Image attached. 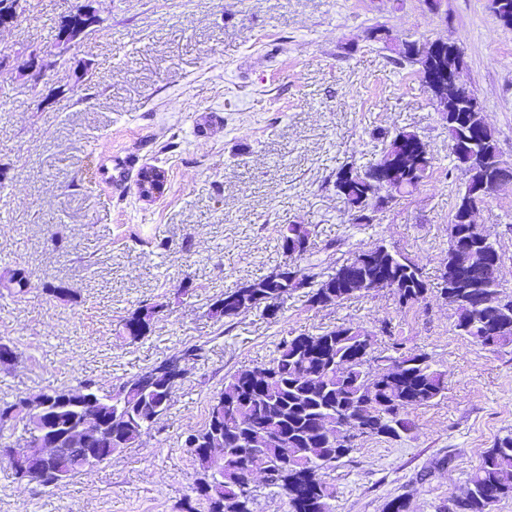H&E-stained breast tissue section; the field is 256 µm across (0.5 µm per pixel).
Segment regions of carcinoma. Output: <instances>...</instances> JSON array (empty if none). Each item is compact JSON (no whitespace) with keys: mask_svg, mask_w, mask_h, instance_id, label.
<instances>
[{"mask_svg":"<svg viewBox=\"0 0 512 512\" xmlns=\"http://www.w3.org/2000/svg\"><path fill=\"white\" fill-rule=\"evenodd\" d=\"M490 8L505 28L512 29V0H491ZM429 41H405L406 49L396 52L394 62L422 65L412 53L426 46ZM413 130H401L390 137L385 145L384 156L398 152L404 139L414 138ZM490 160L491 174L509 180L512 168L500 160L498 142L494 134L473 146ZM354 168L347 163L337 172L334 181L336 194L342 199L354 224H372L381 203L373 201L372 187L364 180L346 178V171ZM433 168L429 151L414 157L408 166L406 178L393 184L392 197H402L412 192L427 177ZM466 191L459 192L451 216V223L459 228L460 237L455 247L448 248V264L464 263L473 245L471 225L459 223L460 207ZM310 230L301 224H290L281 237V248L288 259V271L283 277L276 272L246 281L224 293L216 300L210 313L217 319H233L254 308L263 307L267 312L279 308L292 288L311 289L309 301L318 304L329 294H336L337 301L347 300L352 293L342 287H333L319 274L306 270L297 261L309 251ZM381 260L389 263L391 275L405 286L398 289V302L402 305L420 304L426 300L428 284L421 271L397 250L384 245L375 248ZM471 280L483 287L491 302L500 294L499 270L494 266L470 268ZM495 306L485 310L470 311L464 306L457 308L455 328L467 337L489 350L495 351L512 345V330L502 336L488 334L487 321L492 319ZM157 311L154 306H141L125 319L138 324L137 332L131 335L135 341L150 330ZM370 331L364 328L336 327L315 335L301 334L279 344L276 354L269 360L276 377L266 386L259 388L243 379L237 370L224 378L223 389L210 404L208 419L203 428L189 434L186 447L194 448L200 438L220 429L224 431V473L238 471L247 475L253 466L266 472L269 484L277 488L289 486L292 477L290 466L310 463L314 467H329L332 463L348 456L351 449L343 448L331 456L327 442L316 432L317 422L325 417L338 424H349V419L360 405H367L373 414V435L396 440L412 430L408 410H398L397 386L388 381L387 373L394 366L402 367L407 385L414 394L412 406L425 405L442 396L445 387V373L432 368L425 353H401L397 357L364 353L354 361H347L349 352L366 347L365 337ZM157 367H149L103 395L102 404L112 409L113 432L122 435L120 447L129 448L141 442L158 422L150 402L157 396V390L149 381L155 376ZM233 400L236 407L232 413H217L215 402ZM272 424L278 433L288 435V461L280 458L279 449L266 443L259 434L263 425ZM203 478L199 479L197 491L208 504V512H251V495L241 494L233 485L221 486L207 466L200 465ZM470 497L458 506L457 512H489L487 498L499 501L512 497V433L499 439L494 447L485 452L481 463L469 478ZM309 512H330L322 483L318 482L311 493Z\"/></svg>","mask_w":512,"mask_h":512,"instance_id":"cac0c4a2","label":"carcinoma"}]
</instances>
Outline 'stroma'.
I'll list each match as a JSON object with an SVG mask.
<instances>
[{"label":"stroma","mask_w":512,"mask_h":512,"mask_svg":"<svg viewBox=\"0 0 512 512\" xmlns=\"http://www.w3.org/2000/svg\"><path fill=\"white\" fill-rule=\"evenodd\" d=\"M84 0H32L0 51L35 45L53 52L60 17ZM103 23L69 61L47 68L40 102L0 72V342L20 361L0 369V398L13 400L93 380L101 392L178 349L204 345L188 361L166 412L140 445L58 487L19 483L0 460V512H180L199 466L186 452L226 375L268 362L280 342L341 325L390 335L375 348L425 353L447 375L431 404L409 410L397 440L357 439L324 470L331 512H442L483 455L512 433V346L492 352L460 336L441 299L448 224L463 180L453 169L448 118L437 112L416 67L399 66L384 44L444 40L462 51L460 80L494 130L512 167V29L489 0H93ZM91 60L83 85L75 63ZM417 132L434 158L412 193L371 224L351 223L333 181L346 163L380 161L379 131ZM167 171L164 195L142 199L140 167ZM502 256L512 295V181L480 207ZM310 229L302 264L329 273L383 243L414 262L429 283L425 301L400 305L362 292L321 307L290 291L275 315L257 308L216 320L213 302L282 264L283 230ZM28 273L22 293L12 270ZM68 293L52 295L50 286ZM159 306L149 333L127 338L123 320Z\"/></svg>","instance_id":"stroma-1"}]
</instances>
